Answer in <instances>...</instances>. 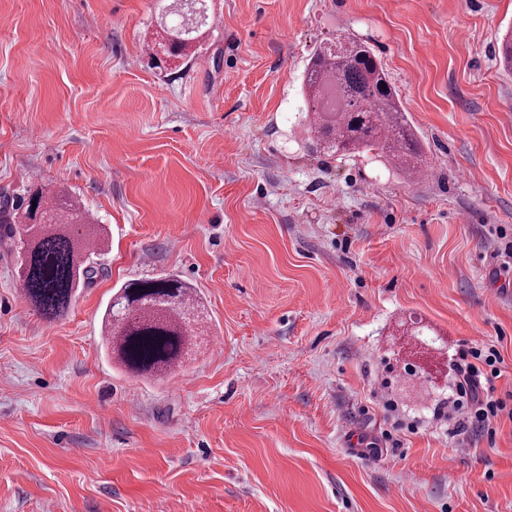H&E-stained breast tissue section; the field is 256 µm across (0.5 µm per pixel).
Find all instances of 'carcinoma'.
<instances>
[{
	"instance_id": "1",
	"label": "carcinoma",
	"mask_w": 512,
	"mask_h": 512,
	"mask_svg": "<svg viewBox=\"0 0 512 512\" xmlns=\"http://www.w3.org/2000/svg\"><path fill=\"white\" fill-rule=\"evenodd\" d=\"M189 20L178 0L161 6V23L173 56L192 49L211 24L207 0L196 3ZM503 70L512 71V35L498 45ZM308 132L315 146L338 155L377 149L406 174L418 171L420 148L388 75L370 46L345 36L321 46L304 75ZM37 206H0V224L16 236L15 224L29 219L37 234L22 256L16 278L33 310L48 319L67 312L76 288L95 273L87 241L66 227L89 223L81 202L66 195L34 192ZM192 288L171 276L131 280L115 294L103 318L104 349L124 370L164 376L182 361L197 336Z\"/></svg>"
}]
</instances>
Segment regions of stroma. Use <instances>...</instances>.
<instances>
[{
	"label": "stroma",
	"mask_w": 512,
	"mask_h": 512,
	"mask_svg": "<svg viewBox=\"0 0 512 512\" xmlns=\"http://www.w3.org/2000/svg\"><path fill=\"white\" fill-rule=\"evenodd\" d=\"M155 61L156 0H0V202L77 196L105 243L63 316L0 237V512H512V420L434 417L461 350L512 407V0H219ZM368 42L429 178L313 151L319 46ZM203 334L146 378L102 316L137 278Z\"/></svg>",
	"instance_id": "stroma-1"
}]
</instances>
